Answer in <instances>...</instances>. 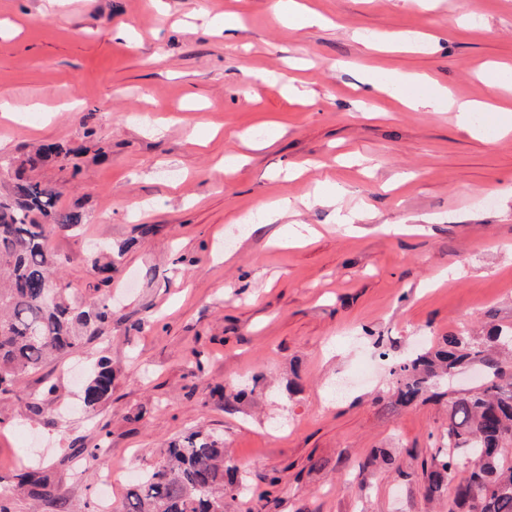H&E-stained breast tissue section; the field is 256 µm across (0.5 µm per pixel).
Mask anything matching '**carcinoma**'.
<instances>
[{
	"mask_svg": "<svg viewBox=\"0 0 512 512\" xmlns=\"http://www.w3.org/2000/svg\"><path fill=\"white\" fill-rule=\"evenodd\" d=\"M63 153L46 145L6 168L9 190L0 195V394L46 364L77 352L104 333L112 321V276L124 250H101L105 273L83 296L64 281L62 258L50 240L73 233L84 224L83 214L57 207V187L30 178L29 172ZM512 327L492 326L481 341L463 333L443 338V346L398 359L391 365L393 396L411 405L437 386L438 380L477 363L484 369L482 385L449 401L448 448L421 461L426 491L432 495L448 486V512H512ZM112 363L103 356L83 388V403L95 408L112 392ZM48 381L41 397L27 403L32 416L43 412V399L55 395ZM395 457L376 450L358 464L364 473L378 465L391 467ZM238 467L224 454L217 436L193 431L170 443L160 466L130 486L126 512H224V497L243 486ZM29 495H51L48 476L27 472Z\"/></svg>",
	"mask_w": 512,
	"mask_h": 512,
	"instance_id": "1",
	"label": "carcinoma"
}]
</instances>
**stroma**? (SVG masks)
<instances>
[{"label": "stroma", "mask_w": 512, "mask_h": 512, "mask_svg": "<svg viewBox=\"0 0 512 512\" xmlns=\"http://www.w3.org/2000/svg\"><path fill=\"white\" fill-rule=\"evenodd\" d=\"M301 2L325 25L288 26L278 0H0V158L74 148L37 173L85 217L51 243L73 288L98 280L93 242L125 250L111 328L0 395L12 512H119L132 476L198 430L221 435L255 490L224 512H448L450 491L428 496L420 469L448 399L392 404L379 352L512 323V134L499 132L512 94L478 75L512 65V0ZM403 73L500 109L469 132L454 113L368 92L372 75ZM294 163L305 174L283 181ZM284 196L295 211L243 235ZM295 223L313 229L299 243ZM102 355L112 394L88 409L82 385ZM48 380L57 392L30 417ZM377 449L398 469L359 473ZM28 466L48 474L51 500L18 486Z\"/></svg>", "instance_id": "35a3bbf8"}]
</instances>
